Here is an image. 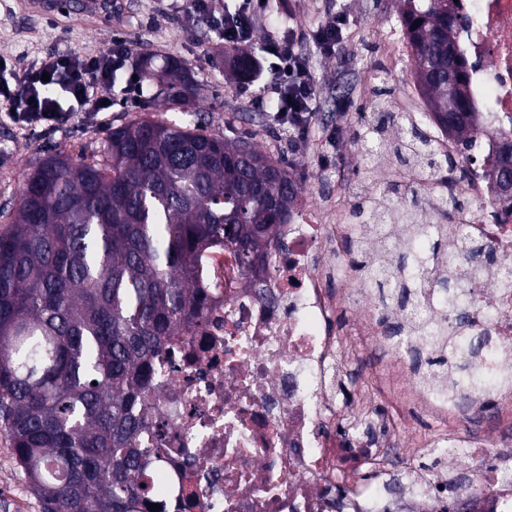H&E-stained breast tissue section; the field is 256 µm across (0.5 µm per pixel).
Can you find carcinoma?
<instances>
[{"label": "carcinoma", "instance_id": "1", "mask_svg": "<svg viewBox=\"0 0 512 512\" xmlns=\"http://www.w3.org/2000/svg\"><path fill=\"white\" fill-rule=\"evenodd\" d=\"M404 34L427 117L460 148L479 138L466 62L455 50L458 17L448 0H403ZM162 86L192 93L177 63L159 70ZM374 134L359 151L393 153L405 166L435 173L442 162L422 122L409 116L402 138ZM512 167V140L487 173L489 187ZM297 196L290 167L262 152L245 134L218 137L165 120H131L112 128L100 155L86 162L53 158L34 167L13 206L0 208V435L42 512H151L157 503L150 467L158 445L139 439L143 399L154 382L153 359L184 330L199 325L194 296L198 263L216 246L233 249L243 273L265 272L263 258L288 223ZM422 190L402 186L357 198L355 224L422 223ZM430 252L398 250L393 269L367 265L381 306L415 308L428 300L411 269L432 263L448 295L450 322L434 329L459 379L484 381L470 370L481 340L453 335L466 318L462 289L448 279V238L432 228ZM488 252L462 245L454 255L470 270Z\"/></svg>", "mask_w": 512, "mask_h": 512}]
</instances>
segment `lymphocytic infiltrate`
Wrapping results in <instances>:
<instances>
[{
  "label": "lymphocytic infiltrate",
  "instance_id": "1",
  "mask_svg": "<svg viewBox=\"0 0 512 512\" xmlns=\"http://www.w3.org/2000/svg\"><path fill=\"white\" fill-rule=\"evenodd\" d=\"M263 0H242L238 10L220 13L213 0H190L187 16L205 15L211 30L226 43L253 42L255 20L264 10ZM349 20L345 13L327 15L304 35L268 38L255 58L251 80L266 85L267 93L255 95L252 104L271 109L275 123L291 128L298 137H307L317 102V83L313 68L301 41L312 42L320 54H335L344 38ZM130 47L120 37L114 38L109 51L94 56L51 53L39 67L25 71L13 80L0 79V101L11 109L16 124L49 131L67 117L61 97L74 100L88 112H100L103 93L112 86L116 74H123L131 92H142L136 81V68L127 64Z\"/></svg>",
  "mask_w": 512,
  "mask_h": 512
}]
</instances>
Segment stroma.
Here are the masks:
<instances>
[{
    "instance_id": "obj_1",
    "label": "stroma",
    "mask_w": 512,
    "mask_h": 512,
    "mask_svg": "<svg viewBox=\"0 0 512 512\" xmlns=\"http://www.w3.org/2000/svg\"><path fill=\"white\" fill-rule=\"evenodd\" d=\"M62 2L61 13L48 16L23 0H0V59L27 68L52 51L96 55L119 36L131 49L130 63L146 53L161 62L178 61L198 92L166 108L160 104L158 81L145 79L142 93L132 95L119 79L109 92V112L96 120L75 112L49 132L19 128L0 113V205L17 198L39 162L57 154L91 160L113 127L145 117L191 127L202 121L218 136L248 135L267 155L289 161L299 195L345 215L356 196L375 192L396 167L388 158L368 167L357 161L356 145L367 131L383 85L379 74L390 77L388 108L394 120L425 108L413 89L409 51L396 53L388 45L390 31L400 26V0H268L259 22L263 34L301 29L338 10L350 19L348 36L335 57L309 54L319 101L304 140L253 108L247 82L229 73L233 49L210 32L205 18L186 20L185 0H119L118 11L110 16L82 13L74 0ZM330 132L336 135V149L332 163L325 165L320 156Z\"/></svg>"
}]
</instances>
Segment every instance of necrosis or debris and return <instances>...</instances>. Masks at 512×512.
Listing matches in <instances>:
<instances>
[{"label":"necrosis or debris","instance_id":"4bbe7bcc","mask_svg":"<svg viewBox=\"0 0 512 512\" xmlns=\"http://www.w3.org/2000/svg\"><path fill=\"white\" fill-rule=\"evenodd\" d=\"M457 50L469 62L468 91L484 130L480 163L492 167L501 136L512 132V0H458ZM437 216L449 239L466 234L495 258L471 274L463 338L486 343L472 360L478 373L512 371V287L498 270L512 267V207L473 182L437 185ZM280 225L263 281L246 277L236 254H204L206 320L176 337L154 359L156 381L145 413L144 441L158 442V497L168 512H512V434L496 428L438 437L408 417L373 409L386 383L399 407L440 416L484 417L512 406V382L459 385L452 369L416 364L428 357L421 332L442 314L440 289L414 316L372 305L352 326L336 327V281L363 282L337 236L365 238L362 224H322L309 207ZM404 325L402 335L388 324ZM383 343L386 361L355 376L359 355ZM461 448L464 464L431 474L415 456Z\"/></svg>","mask_w":512,"mask_h":512}]
</instances>
